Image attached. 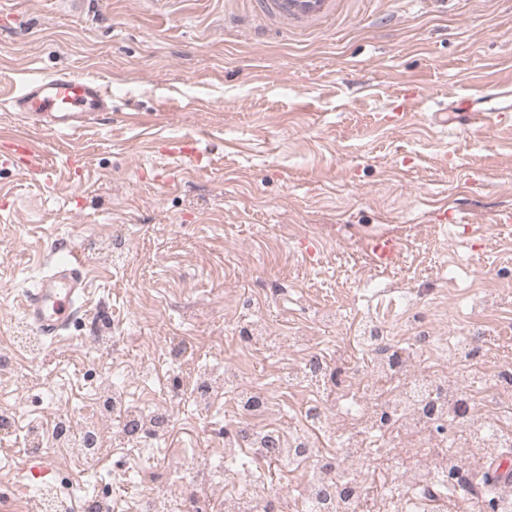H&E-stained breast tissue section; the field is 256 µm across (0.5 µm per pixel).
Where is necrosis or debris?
I'll list each match as a JSON object with an SVG mask.
<instances>
[{
    "label": "necrosis or debris",
    "mask_w": 512,
    "mask_h": 512,
    "mask_svg": "<svg viewBox=\"0 0 512 512\" xmlns=\"http://www.w3.org/2000/svg\"><path fill=\"white\" fill-rule=\"evenodd\" d=\"M364 334L358 342L370 355L366 370L344 375L355 386V396L345 413L353 417L350 430L342 422L328 399L321 395L307 398L300 409L297 429L286 432L277 422L278 403L244 381V372L235 362L225 363L222 371H196L188 383L200 409H207L222 394L233 397L236 409L245 421L252 443L248 449L259 463L275 458L281 471H303L294 502L299 512H307L315 503L324 483H341L357 479L368 459H385V471L379 491L363 488L358 499L334 503L335 512H382L383 506L396 504V512H425L432 502L443 499V483L448 479V454L439 451L440 438L431 430L423 406L427 398L441 403L439 425L458 422V401H465L468 412L465 443L470 448L512 447V367L504 365L490 377L492 398L478 403L455 381L449 370H462L468 353L466 337H456L451 344L440 343L429 325L411 319L410 334L404 341L394 340L374 318L362 324ZM120 414L122 424L114 431L112 442L134 448L143 435L167 433L174 423V408L161 403L154 406L135 404L120 391L93 405L80 427L68 418H58L51 434L32 429L27 446L38 449L53 446L62 454L85 446L92 439L89 457L102 452L103 437L99 422L103 416ZM333 431L338 435L334 462H327L320 435ZM399 440L400 450L380 447V440ZM418 460L414 469H403L401 452ZM170 469L176 479L193 477L203 480L207 499H220L223 512H263L260 495L242 491L233 473L215 478L209 456L183 454L171 457Z\"/></svg>",
    "instance_id": "necrosis-or-debris-1"
}]
</instances>
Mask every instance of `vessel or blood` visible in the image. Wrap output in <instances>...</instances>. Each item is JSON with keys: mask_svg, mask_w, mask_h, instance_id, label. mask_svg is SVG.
I'll list each match as a JSON object with an SVG mask.
<instances>
[{"mask_svg": "<svg viewBox=\"0 0 512 512\" xmlns=\"http://www.w3.org/2000/svg\"><path fill=\"white\" fill-rule=\"evenodd\" d=\"M244 19L257 36L268 34L273 24L283 34L307 32L335 21L336 0H251ZM494 97L498 101L494 107L476 109L462 98L455 101L454 108L461 111L466 123L491 122L512 108V89H497ZM10 105L33 128L70 135L87 128L94 113L111 111L112 92L95 79L59 72L24 83ZM11 145L10 162L30 170L45 166V158L31 138H12ZM368 249L376 267L388 268L399 260L402 243L395 236L382 234L371 239ZM89 284L80 258L56 262L26 297L27 322L43 336L70 328L88 296Z\"/></svg>", "mask_w": 512, "mask_h": 512, "instance_id": "obj_1", "label": "vessel or blood"}]
</instances>
